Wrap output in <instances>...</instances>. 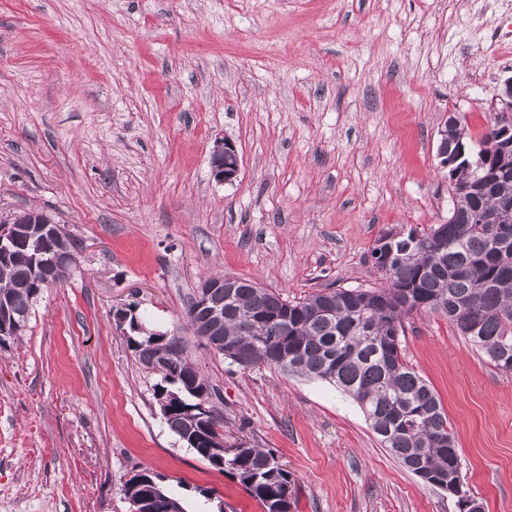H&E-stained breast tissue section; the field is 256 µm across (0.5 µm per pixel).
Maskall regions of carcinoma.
Instances as JSON below:
<instances>
[{
	"mask_svg": "<svg viewBox=\"0 0 512 512\" xmlns=\"http://www.w3.org/2000/svg\"><path fill=\"white\" fill-rule=\"evenodd\" d=\"M499 115L488 122L474 150L464 124L447 130L446 149L466 147L475 160L508 148L499 139ZM452 206L446 224L427 230L389 229L377 238L370 260L385 285L326 288L297 301L270 292L247 278L224 289V322L208 325L189 297L184 315L198 326L205 345L229 364L246 370L266 366L287 376L327 382L361 409L383 447L412 474L426 471L443 480L448 468L462 470L457 441L440 399L405 359L406 319L432 313L448 320L499 372L512 375V162L483 184L477 169L458 170L449 182ZM477 212L495 223L477 224ZM74 252L45 248V267L33 251L19 248L0 261V293L10 297L19 334L36 299L35 287L50 276L60 281L74 264ZM138 361L160 377L154 395L169 428L212 468L239 479L264 512H290L288 471L276 453L253 444L233 453L205 447L194 418L209 428L223 422L213 400L219 392L185 356L184 338L127 337ZM140 512H186L161 480L142 470L123 486Z\"/></svg>",
	"mask_w": 512,
	"mask_h": 512,
	"instance_id": "carcinoma-1",
	"label": "carcinoma"
}]
</instances>
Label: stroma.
Instances as JSON below:
<instances>
[{
	"label": "stroma",
	"mask_w": 512,
	"mask_h": 512,
	"mask_svg": "<svg viewBox=\"0 0 512 512\" xmlns=\"http://www.w3.org/2000/svg\"><path fill=\"white\" fill-rule=\"evenodd\" d=\"M510 75L512 0H0V218L46 211L77 244L0 345V512H130L143 469L186 512H263L171 431L120 303L184 336L223 396L225 446L273 449L291 512H459L346 394L228 365L184 307L212 273L291 300L381 284L366 256L382 231L448 218L444 122L479 135ZM224 139L230 183L211 176ZM405 357L470 494L512 512V376L437 315L408 319ZM211 171L213 178L220 183H229L237 178L239 159L236 147L231 141L224 139L215 145Z\"/></svg>",
	"instance_id": "35a3bbf8"
}]
</instances>
